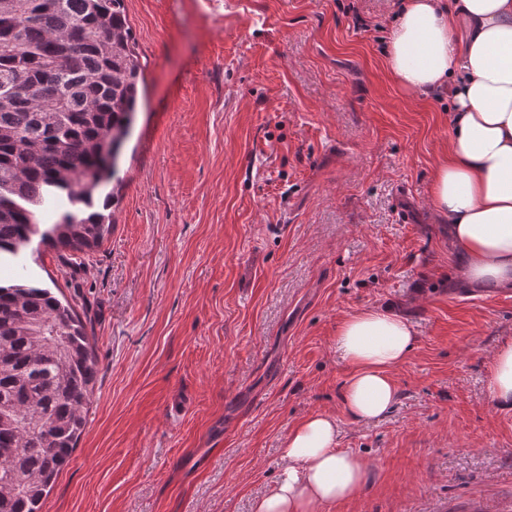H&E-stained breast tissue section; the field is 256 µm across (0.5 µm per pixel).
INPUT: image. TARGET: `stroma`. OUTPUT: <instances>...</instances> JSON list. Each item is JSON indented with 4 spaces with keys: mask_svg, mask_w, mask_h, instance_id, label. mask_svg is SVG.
I'll list each match as a JSON object with an SVG mask.
<instances>
[{
    "mask_svg": "<svg viewBox=\"0 0 512 512\" xmlns=\"http://www.w3.org/2000/svg\"><path fill=\"white\" fill-rule=\"evenodd\" d=\"M144 98L112 232L29 246L92 338L85 430L42 512H252L291 428L369 463L332 512H512V413L487 382L512 288L463 280L429 185L448 94L388 78L396 0H125ZM393 306L416 344L381 419L347 416L336 327Z\"/></svg>",
    "mask_w": 512,
    "mask_h": 512,
    "instance_id": "stroma-1",
    "label": "stroma"
}]
</instances>
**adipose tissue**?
Here are the masks:
<instances>
[{
	"label": "adipose tissue",
	"mask_w": 512,
	"mask_h": 512,
	"mask_svg": "<svg viewBox=\"0 0 512 512\" xmlns=\"http://www.w3.org/2000/svg\"><path fill=\"white\" fill-rule=\"evenodd\" d=\"M386 68L405 91H449L448 148L434 168L430 204L449 226L463 278L478 288L512 287V0H402ZM414 340L411 323L388 308L339 324L348 415L386 414L396 400L390 371ZM488 390L496 408L512 411V342L495 352ZM339 438L335 417H305L288 435L276 487L254 512H319L355 498L368 464L340 449Z\"/></svg>",
	"instance_id": "ef3b65f1"
}]
</instances>
